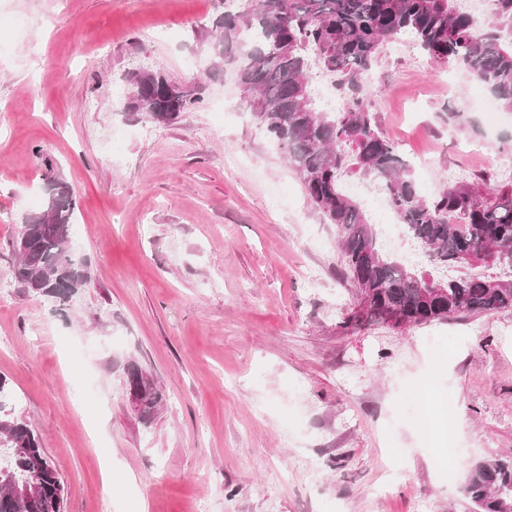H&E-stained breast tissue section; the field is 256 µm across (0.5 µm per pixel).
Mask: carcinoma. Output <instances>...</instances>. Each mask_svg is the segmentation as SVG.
Returning a JSON list of instances; mask_svg holds the SVG:
<instances>
[{"instance_id":"obj_1","label":"carcinoma","mask_w":512,"mask_h":512,"mask_svg":"<svg viewBox=\"0 0 512 512\" xmlns=\"http://www.w3.org/2000/svg\"><path fill=\"white\" fill-rule=\"evenodd\" d=\"M490 22H477L458 0H259L222 11L213 20V55L235 66L242 106L274 139L299 177L310 205L336 225L340 262L355 289L372 298L364 318L347 326L379 324L393 310L420 325L459 313L493 314L512 308V182L490 179L419 194L411 166L378 127L370 88L358 81L378 61L382 47L403 36L436 61L454 63L512 109V0H490ZM248 30L256 37L246 42ZM337 77L342 109L315 106L314 72ZM127 110L168 124L195 108L198 95L177 91L166 76L137 70L126 76ZM358 173L384 193L407 234L434 267L481 265L496 254V278L440 279L386 252L371 224L341 189ZM46 210L21 225L32 240L16 250L13 277L30 292L64 305L90 287L86 261L71 250L75 210L72 188L46 176ZM462 215L466 228L451 223ZM443 291L426 295L427 283ZM142 389L140 419L151 422L165 396L135 366L126 384ZM0 382V512H63L64 485L30 425L3 410ZM463 494L475 512H512V459L489 458L468 471Z\"/></svg>"}]
</instances>
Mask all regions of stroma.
Instances as JSON below:
<instances>
[{
  "label": "stroma",
  "mask_w": 512,
  "mask_h": 512,
  "mask_svg": "<svg viewBox=\"0 0 512 512\" xmlns=\"http://www.w3.org/2000/svg\"><path fill=\"white\" fill-rule=\"evenodd\" d=\"M219 0H0V380L65 512H472L469 465L512 456V309L343 326L334 225L238 106L209 49ZM203 83L173 124L125 111L128 72ZM371 105L416 185L512 176V112L412 42ZM456 112L460 121H449ZM74 190L91 286L66 305L12 276L47 169ZM165 394L143 423L126 372ZM450 412L449 437L422 422ZM464 449L452 461L448 445Z\"/></svg>",
  "instance_id": "obj_1"
}]
</instances>
